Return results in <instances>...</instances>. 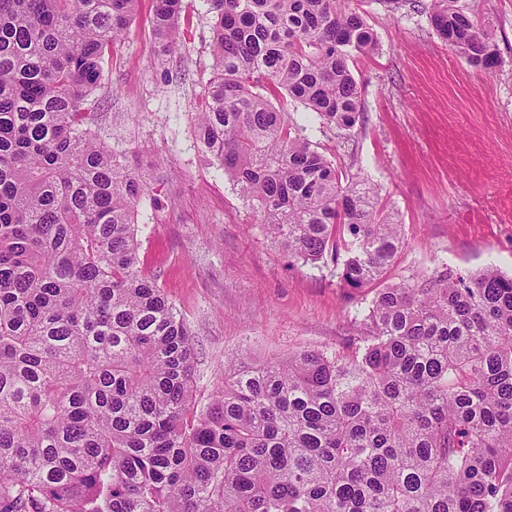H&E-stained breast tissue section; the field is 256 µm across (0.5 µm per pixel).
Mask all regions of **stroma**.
<instances>
[{"instance_id": "obj_1", "label": "stroma", "mask_w": 512, "mask_h": 512, "mask_svg": "<svg viewBox=\"0 0 512 512\" xmlns=\"http://www.w3.org/2000/svg\"><path fill=\"white\" fill-rule=\"evenodd\" d=\"M431 0H354L378 37L352 70L361 117L343 134L309 131L346 174L380 189L405 247L384 281L495 265L512 273V0H457L491 34L501 58L472 68L429 22ZM152 0L93 93L90 128L109 146L138 149L144 169L166 159L139 209L144 268L188 322L195 340V399L224 385L241 350L271 360L300 349L351 351L353 317L373 288L342 287L333 265L291 263L236 186L194 146V104L213 65L206 0H183V47H158Z\"/></svg>"}]
</instances>
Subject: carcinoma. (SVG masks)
<instances>
[{
	"mask_svg": "<svg viewBox=\"0 0 512 512\" xmlns=\"http://www.w3.org/2000/svg\"><path fill=\"white\" fill-rule=\"evenodd\" d=\"M139 0H0V512H512V275L445 268L379 288L347 354L241 355L204 408L192 331L143 270L151 182L85 105ZM208 161L288 257L346 288L405 247L378 190L339 171L272 99L351 131L350 64L377 37L351 0H207ZM456 0L437 36L501 60ZM182 0H154L163 49Z\"/></svg>",
	"mask_w": 512,
	"mask_h": 512,
	"instance_id": "cac0c4a2",
	"label": "carcinoma"
}]
</instances>
